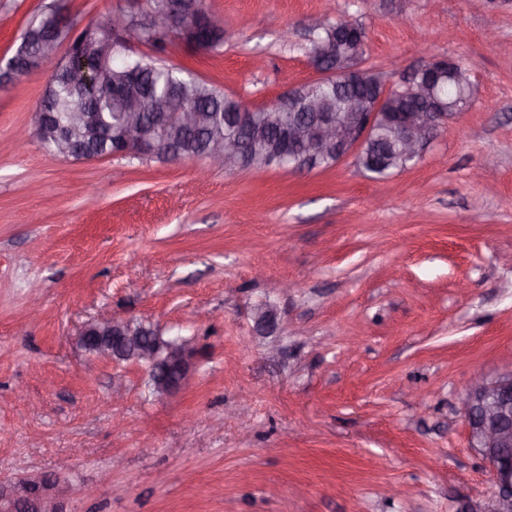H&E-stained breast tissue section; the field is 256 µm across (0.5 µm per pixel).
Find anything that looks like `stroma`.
Returning <instances> with one entry per match:
<instances>
[{"instance_id":"stroma-1","label":"stroma","mask_w":512,"mask_h":512,"mask_svg":"<svg viewBox=\"0 0 512 512\" xmlns=\"http://www.w3.org/2000/svg\"><path fill=\"white\" fill-rule=\"evenodd\" d=\"M224 44L160 63L248 106L316 79L319 18L362 25L389 80L478 60L471 104L410 169L198 172L73 161L36 137L55 67L0 88V477L71 475L76 512H459L493 478L460 394L512 371V0H205ZM60 9L74 29L128 0H0V57ZM25 144H18L19 131ZM276 281L294 283L286 294ZM280 315L253 331L257 308ZM120 315L193 338L157 397L81 326ZM125 397L112 402L113 385Z\"/></svg>"}]
</instances>
